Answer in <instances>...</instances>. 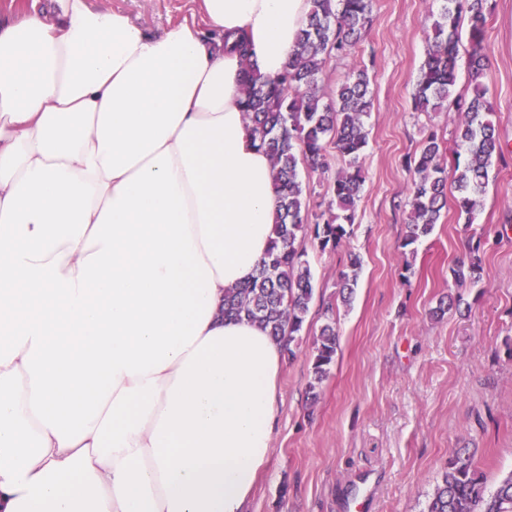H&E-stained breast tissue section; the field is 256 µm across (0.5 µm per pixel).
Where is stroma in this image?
I'll return each mask as SVG.
<instances>
[{"instance_id": "obj_1", "label": "stroma", "mask_w": 512, "mask_h": 512, "mask_svg": "<svg viewBox=\"0 0 512 512\" xmlns=\"http://www.w3.org/2000/svg\"><path fill=\"white\" fill-rule=\"evenodd\" d=\"M159 33L192 0H92ZM433 0H374L353 60H330L318 85L331 97L350 64L371 76L364 192L353 234L336 250L305 247L315 296L297 353L279 380L273 451L247 512H426L449 458L479 466L488 487L512 473V0H492L484 83L506 152L495 161L482 206L467 223L449 202L411 259L396 246L406 232L413 174L405 164L429 129L451 137L455 111L415 114L411 94L426 58ZM480 240L482 285L460 288L459 308L434 316L450 268ZM362 266L350 304L336 293L351 255ZM338 332L335 361L314 383V340L326 319ZM317 397H310V390Z\"/></svg>"}]
</instances>
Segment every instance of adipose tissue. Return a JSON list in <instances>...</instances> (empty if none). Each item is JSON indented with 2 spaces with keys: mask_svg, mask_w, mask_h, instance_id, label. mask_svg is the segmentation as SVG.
<instances>
[{
  "mask_svg": "<svg viewBox=\"0 0 512 512\" xmlns=\"http://www.w3.org/2000/svg\"><path fill=\"white\" fill-rule=\"evenodd\" d=\"M196 2L0 10V512H245L271 455L282 346L224 315L277 209L241 78L310 0ZM99 9L114 10L130 16L145 30L160 33L169 23L193 8L191 0H92Z\"/></svg>",
  "mask_w": 512,
  "mask_h": 512,
  "instance_id": "adipose-tissue-1",
  "label": "adipose tissue"
}]
</instances>
